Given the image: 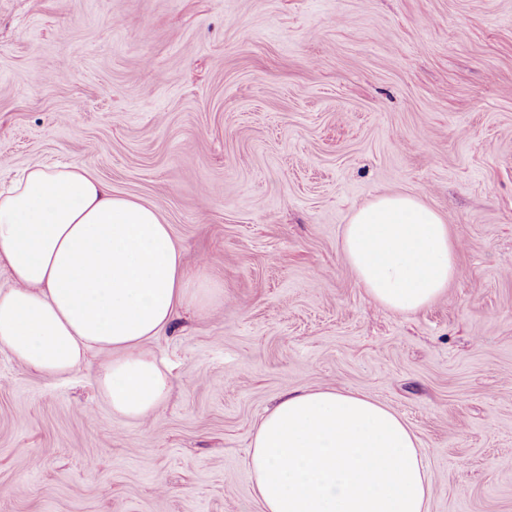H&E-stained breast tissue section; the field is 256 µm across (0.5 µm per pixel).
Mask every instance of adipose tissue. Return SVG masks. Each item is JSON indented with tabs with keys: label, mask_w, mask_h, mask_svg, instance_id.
Listing matches in <instances>:
<instances>
[{
	"label": "adipose tissue",
	"mask_w": 512,
	"mask_h": 512,
	"mask_svg": "<svg viewBox=\"0 0 512 512\" xmlns=\"http://www.w3.org/2000/svg\"><path fill=\"white\" fill-rule=\"evenodd\" d=\"M341 248L366 293L400 313L432 304L458 272L445 219L412 195L355 210ZM0 269L13 282L0 289V349L48 378L97 363L113 414L129 420L172 390L149 343L213 298L152 206L71 165H32L0 192ZM423 456L386 405L301 389L261 418L248 466L262 512H428Z\"/></svg>",
	"instance_id": "ef3b65f1"
}]
</instances>
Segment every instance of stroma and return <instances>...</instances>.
<instances>
[{"instance_id": "obj_1", "label": "stroma", "mask_w": 512, "mask_h": 512, "mask_svg": "<svg viewBox=\"0 0 512 512\" xmlns=\"http://www.w3.org/2000/svg\"><path fill=\"white\" fill-rule=\"evenodd\" d=\"M36 163L154 206L218 294L150 343L143 421L0 349V512H261L255 429L299 388L399 413L429 512H512V0H0V188ZM392 193L456 246L414 314L340 245Z\"/></svg>"}]
</instances>
